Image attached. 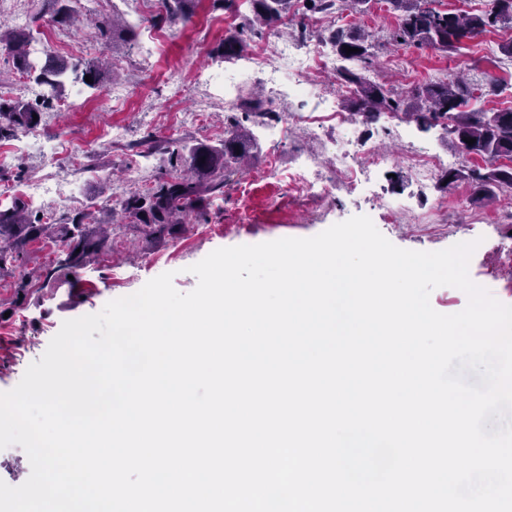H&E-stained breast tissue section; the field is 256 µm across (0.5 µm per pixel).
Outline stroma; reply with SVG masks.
I'll use <instances>...</instances> for the list:
<instances>
[{
	"mask_svg": "<svg viewBox=\"0 0 512 512\" xmlns=\"http://www.w3.org/2000/svg\"><path fill=\"white\" fill-rule=\"evenodd\" d=\"M81 11L88 14V22L76 27L44 23L40 40L46 50L73 62L108 59L115 75L99 91L80 83L67 84L65 99H79L80 107L64 113L55 105L42 109L39 122L47 137L59 144L60 157L44 162L23 151L16 153L10 164L0 169V189L22 183L43 184L45 192L33 203V210H54L61 216L94 205L102 223L115 225L114 242L110 253L100 255L73 278L63 277L31 290L21 303H14L10 281H0V330H9L8 335L0 333V392L10 391L19 383L64 321L98 313L107 302L137 292L150 279L169 271L174 274L177 291L191 292L197 278L189 273V266L216 249L309 238L335 223L366 214L371 207L368 196L350 192L340 184L327 198L311 201L289 195L278 179L259 176L270 155L278 158L284 170L305 158L324 175L334 176L335 131H328L323 142L299 131L278 139L269 136L264 124L251 122L247 130L254 144L253 156L247 164L234 166L223 194L209 200L202 216H186L184 231L159 240L150 249H139L137 226L121 217L118 189L132 174L148 184L184 168L180 158L158 151L148 161H141L138 152L144 136L215 144L223 140L224 130L241 118L244 103L232 109L225 107L222 95L207 85L205 78L241 69V59L223 60L215 52L225 34L238 30L245 18L217 6L214 0H197L190 22L184 25L162 21L157 2L146 9L138 0H88ZM112 16L121 17L124 27L101 34L96 19ZM395 24L386 0H371L366 13L341 12L330 17L323 30L328 33L339 26H358L372 34L376 59L369 73L371 80L402 90L407 83H423L464 68L474 80L487 73L499 80L498 92L477 99L475 108L488 112L512 108V67L494 68L488 62L498 44L512 38V29H493L466 42L461 50L443 53L428 47L389 45L386 35ZM153 35L162 37L164 46L146 62L140 47ZM335 89V74L327 69L312 72L307 92L297 97L275 94L257 80L248 86L249 92L283 119L293 112L312 111L320 95ZM115 92L126 98L123 109H111L107 103ZM198 111L204 114L199 122L191 118ZM114 125L125 128L124 140L115 142L106 135V128ZM388 125L384 117L368 126L357 122L350 135L374 140L382 151L394 156L403 154L411 143L457 158L459 166L469 164L442 128L412 129L411 141L406 144ZM372 191L410 204L421 216L439 205H449L444 224H416L408 218L387 224L378 217L373 223L391 243L407 250L433 252L477 241L468 268L471 280L500 302L512 305V217L503 213L506 194L478 208L470 201L472 188L467 181L447 189L437 180L424 191L400 163L380 170Z\"/></svg>",
	"mask_w": 512,
	"mask_h": 512,
	"instance_id": "35a3bbf8",
	"label": "stroma"
}]
</instances>
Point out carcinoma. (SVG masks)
Here are the masks:
<instances>
[{
	"label": "carcinoma",
	"instance_id": "cac0c4a2",
	"mask_svg": "<svg viewBox=\"0 0 512 512\" xmlns=\"http://www.w3.org/2000/svg\"><path fill=\"white\" fill-rule=\"evenodd\" d=\"M194 0H162L166 19L187 22L192 16ZM254 21L275 29L290 18L293 0H248ZM312 9L327 12L331 7L363 13L370 0H311ZM397 17L395 28L389 32V41L398 45L422 47L448 52L460 48L462 39L473 40L501 25H512V0H492L491 7L478 12L450 13L437 9V0H386ZM51 22L72 25L76 11L67 0H45ZM326 40L336 55L355 67L341 66L336 78L355 88L348 106L363 123H372L385 114H395L402 120L415 123L420 129L442 127L451 137L459 152L470 157L476 155L484 166L449 170L442 180L452 186L464 179L473 188L472 203L483 206L492 202L499 192L512 191V109L491 114L471 108L475 88L463 77L452 76L443 80L415 85L405 91H396L384 83L370 80L365 71L373 55L370 35L357 27H338ZM33 31L0 30V48L12 55L16 68L49 88L48 97L64 94L69 78L92 81L86 86L100 91L110 79L109 72L99 63L81 68L66 59L45 54L44 62L30 59ZM243 39L238 34L224 38L221 58L230 60L239 55ZM355 49L346 53L345 47ZM37 110L22 101H0V140H9L27 128L35 126L33 114ZM475 139L473 144L464 139ZM148 150H164L172 155L185 150L187 174L177 177H158L144 192H131L122 202L123 212L139 226L142 246L147 247L164 235L180 231L181 219L192 212L203 213L206 200L224 194L231 167L245 159L253 144L234 129L224 133L219 147L203 143L187 147L179 140L142 142ZM180 149H175V146ZM49 239L60 243L56 261L26 275L14 284L15 297L28 292L32 280H48L57 274H73L98 258L112 242L109 225L98 221L92 210H79L59 224L48 222L20 201L0 209V280L13 278L25 264L29 246Z\"/></svg>",
	"mask_w": 512,
	"mask_h": 512
}]
</instances>
